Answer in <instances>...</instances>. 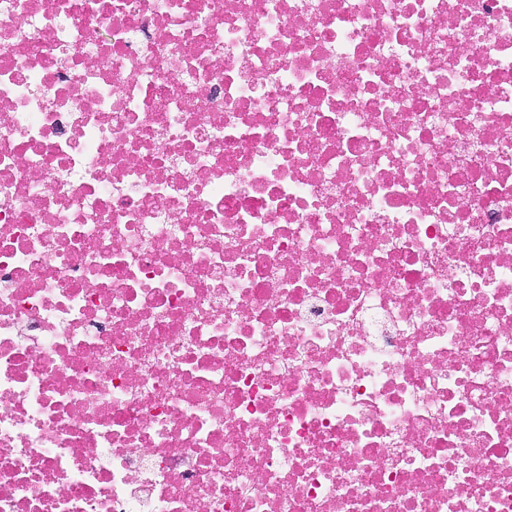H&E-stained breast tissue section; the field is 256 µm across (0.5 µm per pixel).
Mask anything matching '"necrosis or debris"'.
<instances>
[{
    "mask_svg": "<svg viewBox=\"0 0 512 512\" xmlns=\"http://www.w3.org/2000/svg\"><path fill=\"white\" fill-rule=\"evenodd\" d=\"M0 512H512V0H0Z\"/></svg>",
    "mask_w": 512,
    "mask_h": 512,
    "instance_id": "necrosis-or-debris-1",
    "label": "necrosis or debris"
}]
</instances>
